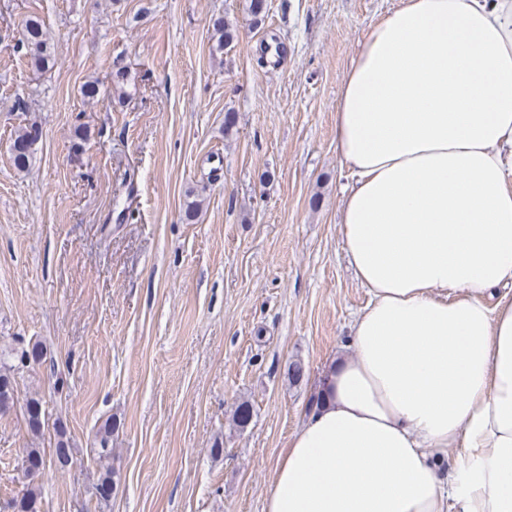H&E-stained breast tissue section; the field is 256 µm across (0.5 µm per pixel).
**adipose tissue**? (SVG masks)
<instances>
[{
	"mask_svg": "<svg viewBox=\"0 0 512 512\" xmlns=\"http://www.w3.org/2000/svg\"><path fill=\"white\" fill-rule=\"evenodd\" d=\"M335 149L368 301L264 512H512V298L486 302L512 287V0H400L341 81Z\"/></svg>",
	"mask_w": 512,
	"mask_h": 512,
	"instance_id": "ef3b65f1",
	"label": "adipose tissue"
}]
</instances>
